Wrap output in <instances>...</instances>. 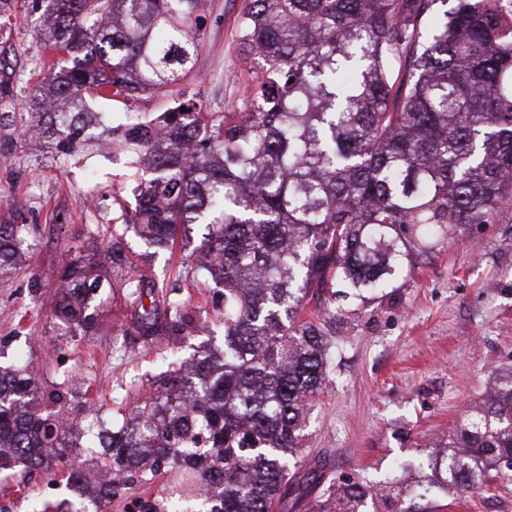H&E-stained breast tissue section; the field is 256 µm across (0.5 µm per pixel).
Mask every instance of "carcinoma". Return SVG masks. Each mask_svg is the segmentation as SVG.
Masks as SVG:
<instances>
[{
    "label": "carcinoma",
    "instance_id": "1",
    "mask_svg": "<svg viewBox=\"0 0 512 512\" xmlns=\"http://www.w3.org/2000/svg\"><path fill=\"white\" fill-rule=\"evenodd\" d=\"M247 0L240 44L261 55L260 95L238 112H205L182 89L171 112L110 126L87 103L167 94L203 48L207 0H45V75L27 128L69 154L121 141L148 176L127 230L168 249L206 225L195 277L224 287V351L182 361L141 397L112 437L107 510L164 469L141 512H273L304 465V430L332 353L299 319L314 288L344 300L386 295L416 257L486 224L512 198V37L496 0ZM69 106L53 119L40 101ZM0 72V125L14 113ZM25 224H0V277ZM104 287L94 263L65 265L56 316L89 333ZM143 336L207 333L184 300L143 304L145 274L128 283ZM67 394H46L24 367L0 370V462L54 474ZM448 489H492L512 477V369L469 409L440 462ZM353 485L337 512H358Z\"/></svg>",
    "mask_w": 512,
    "mask_h": 512
}]
</instances>
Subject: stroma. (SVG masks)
Returning <instances> with one entry per match:
<instances>
[{
  "label": "stroma",
  "mask_w": 512,
  "mask_h": 512,
  "mask_svg": "<svg viewBox=\"0 0 512 512\" xmlns=\"http://www.w3.org/2000/svg\"><path fill=\"white\" fill-rule=\"evenodd\" d=\"M210 18L194 89L204 111L221 112L252 96L254 55L239 44L245 0H209ZM40 0H15L7 27H0V59L17 73L15 105L26 112L37 80L32 77L42 44L36 22ZM173 94H145L124 105L95 102L109 117L140 120L172 110ZM12 139L0 159V223L36 225L29 252L0 278V340L8 359L35 375L44 391L68 393L67 421L82 424L89 409L103 419L122 418L146 394L168 364L187 358L202 337L145 338L136 332L135 306L124 282L149 269L158 286L180 294L205 318L215 336L224 333L215 288L193 282V252L205 232L191 227L189 241L154 251L127 232L141 176L129 155L76 151L60 155L55 141L33 147L22 123L8 127ZM120 242L127 260L104 265L111 283L102 295L93 335L66 327L51 298L65 262L86 263L97 248ZM331 345L332 364L314 403L303 443L305 458L287 512H310L324 501L329 484L367 488L363 512H512V479L490 492L456 493L434 469L441 443L471 406L484 399L493 373L512 365V200L490 223L459 233L418 257L411 274L381 298L353 305L331 290H312L302 312ZM56 479L16 466L0 469V503L16 512H59L70 501L79 512L83 493L66 487L68 460L99 457L89 438L60 432Z\"/></svg>",
  "instance_id": "stroma-1"
}]
</instances>
